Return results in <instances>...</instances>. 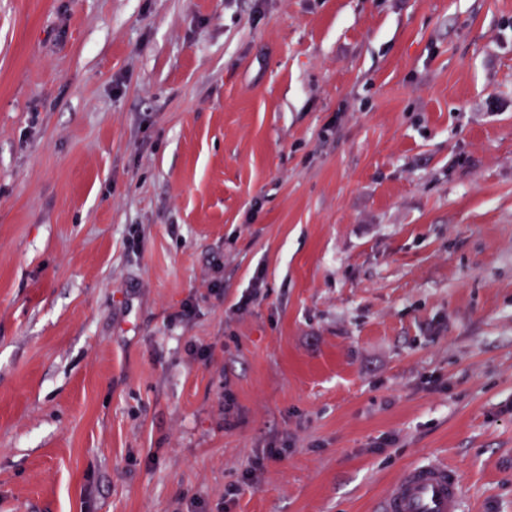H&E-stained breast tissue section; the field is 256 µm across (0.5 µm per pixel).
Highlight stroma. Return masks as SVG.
Returning <instances> with one entry per match:
<instances>
[{
    "instance_id": "1",
    "label": "stroma",
    "mask_w": 512,
    "mask_h": 512,
    "mask_svg": "<svg viewBox=\"0 0 512 512\" xmlns=\"http://www.w3.org/2000/svg\"><path fill=\"white\" fill-rule=\"evenodd\" d=\"M428 461L512 512V0H0V512Z\"/></svg>"
}]
</instances>
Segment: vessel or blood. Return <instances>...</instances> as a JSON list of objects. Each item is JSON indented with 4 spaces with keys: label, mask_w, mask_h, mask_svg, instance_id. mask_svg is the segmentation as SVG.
<instances>
[{
    "label": "vessel or blood",
    "mask_w": 512,
    "mask_h": 512,
    "mask_svg": "<svg viewBox=\"0 0 512 512\" xmlns=\"http://www.w3.org/2000/svg\"><path fill=\"white\" fill-rule=\"evenodd\" d=\"M464 494L453 470L427 462L401 471L386 487L383 512H461Z\"/></svg>",
    "instance_id": "b4317fda"
}]
</instances>
